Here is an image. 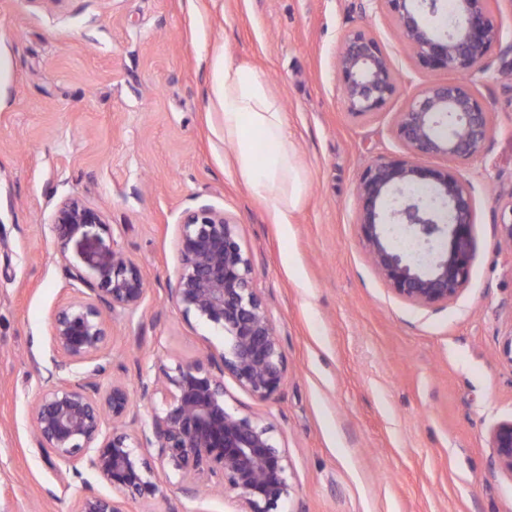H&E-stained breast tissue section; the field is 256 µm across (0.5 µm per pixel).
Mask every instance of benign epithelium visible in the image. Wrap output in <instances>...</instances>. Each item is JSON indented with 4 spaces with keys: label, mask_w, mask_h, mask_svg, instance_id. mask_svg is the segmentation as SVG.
<instances>
[{
    "label": "benign epithelium",
    "mask_w": 512,
    "mask_h": 512,
    "mask_svg": "<svg viewBox=\"0 0 512 512\" xmlns=\"http://www.w3.org/2000/svg\"><path fill=\"white\" fill-rule=\"evenodd\" d=\"M418 64L446 70L452 78L413 93L396 114L395 133L405 148L399 157H378L360 171L356 224L376 273L392 292L419 306L446 304L469 280L473 201L469 184L446 166L419 163L422 155L469 161L479 157L491 134L476 86L490 64L487 54L501 35L491 17L495 0H457L448 30L432 27L441 0H379ZM342 105L358 121L380 112L400 93L402 82L379 41L370 33L346 32L336 54ZM106 224L105 215L78 198L54 214L60 254L85 238V228ZM404 227L413 259L391 247L387 226ZM500 240L512 245V191L500 201ZM180 271L170 296L185 317L224 333V348L202 359L159 367L142 397L161 394L151 416L152 436L126 430L139 421L126 385L102 387L111 364L108 319L135 312L147 294L140 266L103 240L84 255L88 270L68 269L78 295L51 317L57 357L48 385L30 408L33 438L51 467L66 478L88 472L108 484L105 496L83 481L75 512H125L128 497L148 499L161 480L195 498L212 479L236 493L239 512H282L290 496L284 454L272 428L229 409L224 374L260 401L279 391L286 358L267 310L251 284L252 263L237 224L222 211L201 206L179 224ZM497 461L512 475V419L490 433ZM155 448L161 470L146 452Z\"/></svg>",
    "instance_id": "7a95c632"
}]
</instances>
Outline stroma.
Segmentation results:
<instances>
[{
    "mask_svg": "<svg viewBox=\"0 0 512 512\" xmlns=\"http://www.w3.org/2000/svg\"><path fill=\"white\" fill-rule=\"evenodd\" d=\"M501 42L478 84L492 127L460 163L474 200L470 277L447 304L395 296L356 224L363 164L403 154L397 112L448 72L420 68L379 0H0V512H74L80 479L60 480L35 447L29 408L56 355L51 316L77 290L66 276L97 240L136 260L148 292L113 320L108 379L129 387L141 427L143 382L159 365L222 350L224 335L170 298L179 225L208 205L238 226L252 284L287 360L261 401L225 377V399L271 425L288 460L285 512H512V474L490 431L512 418V248L495 197L512 187V82L496 71L512 46V0H496ZM375 36L403 89L374 117L341 103V36ZM223 55L259 73L287 114L306 181L289 223L235 169L211 93ZM75 197L106 227L59 254L54 213ZM126 512H236L221 490L190 499L161 483Z\"/></svg>",
    "mask_w": 512,
    "mask_h": 512,
    "instance_id": "35a3bbf8",
    "label": "stroma"
}]
</instances>
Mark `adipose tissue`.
<instances>
[{
    "instance_id": "adipose-tissue-1",
    "label": "adipose tissue",
    "mask_w": 512,
    "mask_h": 512,
    "mask_svg": "<svg viewBox=\"0 0 512 512\" xmlns=\"http://www.w3.org/2000/svg\"><path fill=\"white\" fill-rule=\"evenodd\" d=\"M211 91L220 101L224 139L235 147L240 178L255 195L272 201L278 223H289L305 183L289 146L286 113L256 71L222 56L212 65Z\"/></svg>"
}]
</instances>
